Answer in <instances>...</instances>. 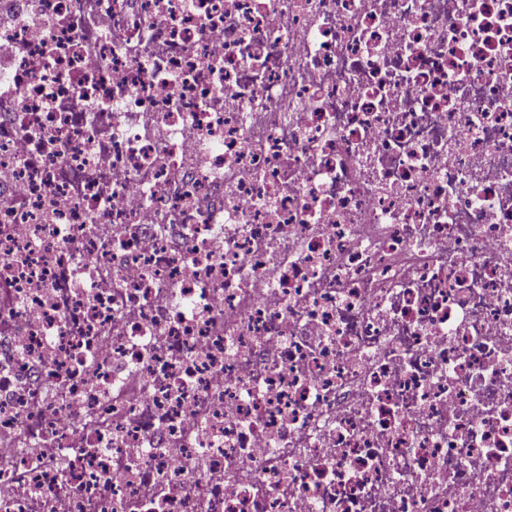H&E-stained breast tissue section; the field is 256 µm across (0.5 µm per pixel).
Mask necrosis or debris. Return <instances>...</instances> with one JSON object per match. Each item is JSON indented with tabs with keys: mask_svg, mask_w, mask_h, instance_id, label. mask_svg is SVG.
<instances>
[{
	"mask_svg": "<svg viewBox=\"0 0 512 512\" xmlns=\"http://www.w3.org/2000/svg\"><path fill=\"white\" fill-rule=\"evenodd\" d=\"M0 512H512V0H0Z\"/></svg>",
	"mask_w": 512,
	"mask_h": 512,
	"instance_id": "4bbe7bcc",
	"label": "necrosis or debris"
}]
</instances>
